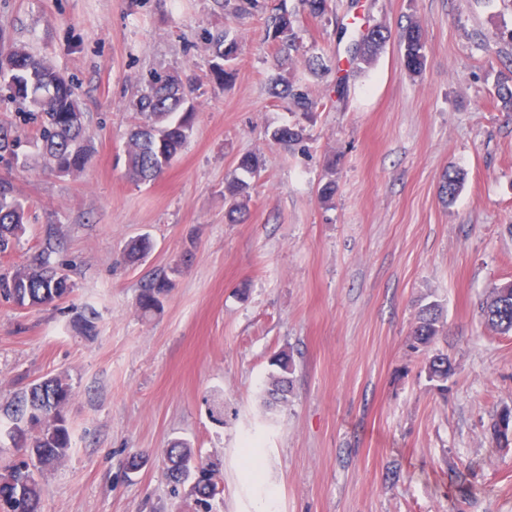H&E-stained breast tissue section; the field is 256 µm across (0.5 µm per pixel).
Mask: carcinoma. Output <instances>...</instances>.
Here are the masks:
<instances>
[{
  "label": "carcinoma",
  "instance_id": "obj_1",
  "mask_svg": "<svg viewBox=\"0 0 512 512\" xmlns=\"http://www.w3.org/2000/svg\"><path fill=\"white\" fill-rule=\"evenodd\" d=\"M272 38L280 69L293 62L298 51L299 34L295 19L282 7L271 20ZM389 38L386 27L376 26L366 35L360 48L350 50L356 69L371 64L383 50ZM401 59L412 73L422 72L425 65V43L422 26L412 21L401 29ZM212 58V74L220 83L234 77V59L239 42L228 34H218L208 40ZM276 97L289 100L304 116L316 109V102L300 82L277 73L271 78ZM145 90L128 102L136 112L138 123L131 130L126 144V170L136 183L156 180L182 152L194 133L196 106L194 88L178 73L152 71L144 80ZM497 100L504 108H512V75L498 83ZM0 104L15 106L18 114L37 123L36 139L40 142L48 169L67 173L83 171L91 156L84 144L83 111L74 79L61 73L45 56L25 45L0 44ZM305 128L299 124L283 125L271 132V138L285 148L304 140ZM0 162L10 167H23L26 154L11 129L0 125ZM237 169L254 177L261 170V160L255 154L238 158ZM464 175L448 171L443 176L441 195L453 202L463 186ZM224 200L230 214L246 210L251 200L250 183L233 177L224 185ZM30 219V206L18 194L14 184L0 177V254L20 248L25 224ZM152 249L149 237L133 239L124 251V259L135 263ZM54 248L46 244L31 262L17 266L8 274H0V298L27 308L56 307L74 290L64 265L52 260ZM173 287L169 277L144 281L136 297V308L144 316L156 311L162 298ZM485 326L500 334L512 332V284L507 282L491 288L479 305ZM441 311L436 305L423 308L412 327L413 347L428 348L440 334ZM276 371L270 373L263 393L272 402L288 401L293 385V360L286 351L273 359ZM430 380L446 382L452 374L448 357L435 354L427 364ZM71 386L67 378L56 375L30 384L16 394L6 409L11 425L9 437L20 452L17 460L0 466V510L4 512H42L46 490L35 472L63 465L72 449L67 417ZM166 476L173 489L187 484L190 495L211 512L218 477L216 469L206 463L191 446L176 441L164 450Z\"/></svg>",
  "mask_w": 512,
  "mask_h": 512
}]
</instances>
